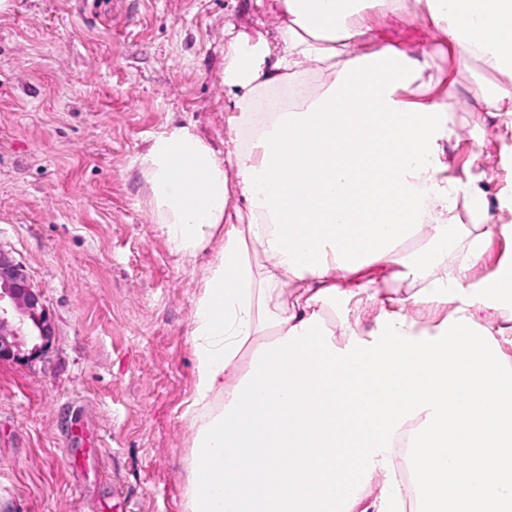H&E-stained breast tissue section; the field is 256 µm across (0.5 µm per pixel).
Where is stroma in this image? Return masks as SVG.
Here are the masks:
<instances>
[{
	"instance_id": "stroma-1",
	"label": "stroma",
	"mask_w": 512,
	"mask_h": 512,
	"mask_svg": "<svg viewBox=\"0 0 512 512\" xmlns=\"http://www.w3.org/2000/svg\"><path fill=\"white\" fill-rule=\"evenodd\" d=\"M0 14V250L22 264L53 338L34 360L0 362V512H188L195 382L189 341L202 270L216 246L176 253L154 224L139 158L163 130L192 126L218 158L242 149L229 122L224 48L243 33L278 43L276 0H13ZM429 0H392L371 18L410 55L439 48L407 97L449 99L460 140L442 145L449 176L479 177L490 220L474 293L512 262V98L487 97L512 69L461 61L428 22ZM374 285L316 309L337 345L369 343L403 316L425 338L445 334L460 301L417 300L401 266L370 269ZM512 370V307L472 309ZM96 435L79 466L75 426ZM410 459L366 469L352 512H378Z\"/></svg>"
}]
</instances>
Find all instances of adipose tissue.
<instances>
[{
  "label": "adipose tissue",
  "mask_w": 512,
  "mask_h": 512,
  "mask_svg": "<svg viewBox=\"0 0 512 512\" xmlns=\"http://www.w3.org/2000/svg\"><path fill=\"white\" fill-rule=\"evenodd\" d=\"M288 16L281 50L238 35L224 58V85L243 150L218 159L191 127L167 129L141 158L142 173L174 250L193 257L220 248L202 273L190 342L195 388L189 512H351L367 464L395 443L414 456L452 448L456 466L416 467L418 512H512V372L477 328L479 298L512 301V270L461 294L458 318L435 339L402 319L377 327L363 344L335 342L315 308L341 288H362L361 272L400 262L398 248L427 229L428 243L404 262L420 298L445 293L432 277L461 251L458 270L480 261L484 235L464 228L467 201L487 220L474 181L444 177L441 144L456 130L447 101L411 103L402 91L422 80L434 55L411 58L387 42L361 0H278ZM429 22L461 59L512 63V0H439ZM349 54L325 93L276 107L287 75L322 60L326 41ZM366 103L333 113L336 100ZM235 183H228L227 169ZM245 209L230 210L231 195ZM266 259L257 270L250 249ZM305 291L289 297L294 282ZM350 383L347 394L337 381ZM354 449L348 462L329 448ZM259 448L292 450L256 465Z\"/></svg>",
  "instance_id": "obj_1"
}]
</instances>
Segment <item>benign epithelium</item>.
<instances>
[{
	"mask_svg": "<svg viewBox=\"0 0 512 512\" xmlns=\"http://www.w3.org/2000/svg\"><path fill=\"white\" fill-rule=\"evenodd\" d=\"M52 325L23 266L0 250V361H24L42 354Z\"/></svg>",
	"mask_w": 512,
	"mask_h": 512,
	"instance_id": "benign-epithelium-1",
	"label": "benign epithelium"
}]
</instances>
